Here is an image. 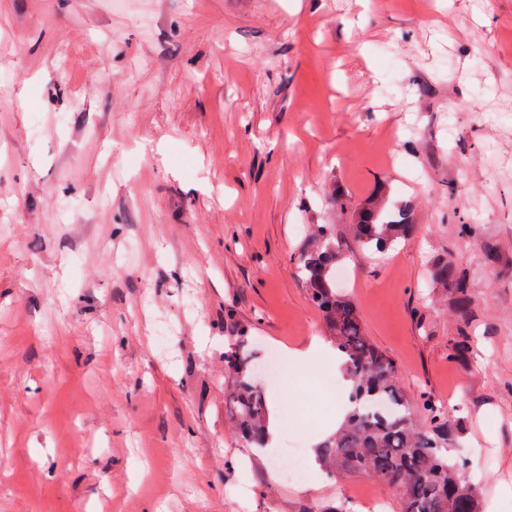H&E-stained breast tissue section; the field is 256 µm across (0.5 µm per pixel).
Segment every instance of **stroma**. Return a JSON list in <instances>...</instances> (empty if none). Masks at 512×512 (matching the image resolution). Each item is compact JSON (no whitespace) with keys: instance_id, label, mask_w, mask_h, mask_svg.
<instances>
[{"instance_id":"1","label":"stroma","mask_w":512,"mask_h":512,"mask_svg":"<svg viewBox=\"0 0 512 512\" xmlns=\"http://www.w3.org/2000/svg\"><path fill=\"white\" fill-rule=\"evenodd\" d=\"M75 2L0 0V512L394 508L363 474L271 481L230 423L240 329L260 356L322 336L293 257L323 221L400 389L460 422L483 512H512V0ZM332 174L356 200L392 182L414 236L361 250ZM446 253L475 297L465 362L426 296ZM326 370L267 387L295 416L279 447L334 425Z\"/></svg>"}]
</instances>
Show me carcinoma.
Returning <instances> with one entry per match:
<instances>
[{"label":"carcinoma","instance_id":"1","mask_svg":"<svg viewBox=\"0 0 512 512\" xmlns=\"http://www.w3.org/2000/svg\"><path fill=\"white\" fill-rule=\"evenodd\" d=\"M326 195L347 217L352 239L365 249L387 251L415 232L413 201H393L387 182L356 202L333 177ZM343 260L334 225H311L297 253L298 275L343 359L353 405L342 426L315 447L316 463L331 479L365 474L389 484L398 493L395 512H481L479 491L465 475L468 459L449 456L453 430L446 411L427 400L416 406L403 395L395 362L370 342L357 306L336 283ZM429 277L434 287L449 293L458 317L467 321L474 296L455 262L435 258ZM247 345L242 329L224 352L225 399L238 437L248 447L264 450L269 405ZM471 351L469 334L461 327L448 357L464 360Z\"/></svg>","mask_w":512,"mask_h":512}]
</instances>
